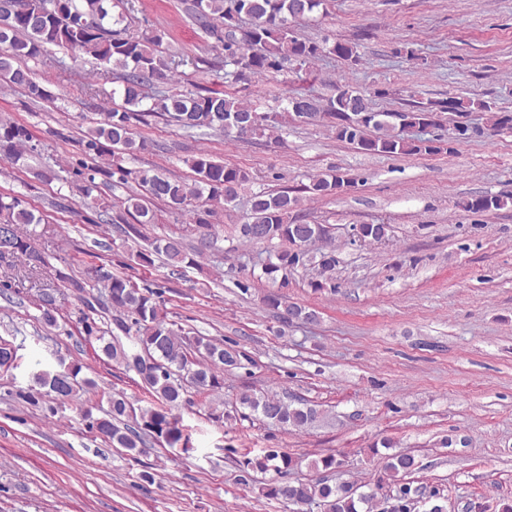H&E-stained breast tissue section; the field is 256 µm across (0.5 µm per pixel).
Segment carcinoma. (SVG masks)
<instances>
[{"label": "carcinoma", "instance_id": "obj_1", "mask_svg": "<svg viewBox=\"0 0 512 512\" xmlns=\"http://www.w3.org/2000/svg\"><path fill=\"white\" fill-rule=\"evenodd\" d=\"M9 6L8 26H0V81L21 89L34 102H45L53 95L37 82L26 65L32 59L45 57L52 48L78 51L103 66L101 75L121 83L119 94L123 104L100 113L97 125L79 141V156L64 174L50 169L48 179H56L77 188L88 210L84 220L89 224L123 225L127 239H144L145 226L159 221L156 210L145 204L150 197L163 204L166 214L179 223L189 215L190 223L200 232V246L213 245L214 219L217 208L237 199L238 191L251 181L246 170L216 161L199 152L186 160L196 175L189 185L155 169L130 168L127 161L147 149L145 142L132 138L133 122H147L154 115L174 120L185 132L212 130L226 136L260 134L278 129L288 118L298 117L293 102L306 103L307 117H318L335 132L336 138L355 149L374 155L396 156L418 153L453 152L430 140H416L405 132L410 126H437L446 112H466L468 107L458 100L417 102L390 113L375 111L373 98H385L389 90L376 88L367 93L344 81L336 84L334 93L314 104L308 95L285 96L286 107L261 114L236 98L219 92L166 91L147 88L168 79L169 61L159 46L162 36L151 38L121 35L114 26L124 22L129 11L125 0H0ZM329 0H191L187 8L192 21L224 54V81L241 82L256 77L297 74L315 60L334 55L350 66H357L361 56L350 42L300 36L295 23L313 13L328 11ZM248 17L251 26H239L240 18ZM477 110L488 114L492 130H512V113L500 110L495 103L482 101ZM28 128L12 120L0 119V161L17 165L33 150ZM136 183L143 193L110 201L102 194V185L126 186ZM350 185L338 173L314 176L306 191L314 197L332 196ZM508 198L481 194L463 202L474 212L495 211L507 207ZM300 199L286 190H259L250 195L248 221L236 227L238 237L249 245L271 244L277 240L282 248L271 252L270 265L262 274L273 284L262 297L263 307L288 317L316 320V314L288 300L282 289L288 287V271L296 266L314 265L320 277L329 278L336 270V252L321 244L330 240L321 224H297ZM21 224H50L48 215L34 209L25 195L0 192V264L21 265L31 271L48 266L45 255L36 247L34 235L20 231ZM364 237L372 243L388 239L386 224L362 225ZM196 250H188L183 235L166 233L145 247L136 250L135 264L148 269L160 260L168 269L166 281L183 276L186 269L197 264ZM97 294L82 296L83 308L76 319L84 336L98 342L104 360L126 369H135L145 389L154 397L151 407L136 405L124 394L104 392L108 409L102 415L80 411L85 432L104 437L118 451L130 455L139 452L150 440L161 439L169 448L193 450L191 436L182 425V410L194 405L196 392L214 398L210 415L218 413L224 402V372L239 368L249 355L237 344L186 330L169 319L165 310L164 285L139 286L131 277L117 275L97 266L92 270ZM109 296L112 303L106 312H115L113 326L97 317L96 296ZM132 339L123 345L114 331ZM21 346L0 340V368H17ZM82 366L71 364L61 371L39 370L32 373L33 385L21 397L36 403L43 399L74 398L84 388L95 387L89 378L80 377ZM243 408L240 418L252 416L282 427L311 428L328 418L325 411L288 394L253 392L239 395ZM302 464L282 448H266L258 454L245 453L237 460L238 481L254 484L260 496L283 501L307 512H377L379 490L386 482L418 469L415 457L408 453L392 454L384 466L385 477L373 487L341 481L330 483L322 477L315 481H288L284 476ZM308 466L316 471H336L339 461L334 454L315 458ZM274 473L270 479L257 480L256 475Z\"/></svg>", "mask_w": 512, "mask_h": 512}]
</instances>
